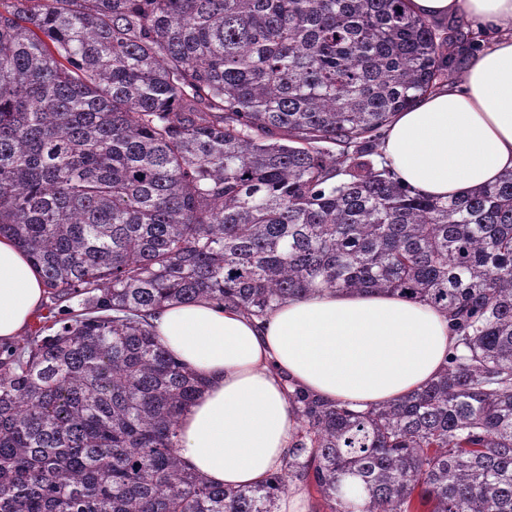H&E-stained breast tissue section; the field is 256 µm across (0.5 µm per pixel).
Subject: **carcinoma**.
Listing matches in <instances>:
<instances>
[{
    "label": "carcinoma",
    "mask_w": 512,
    "mask_h": 512,
    "mask_svg": "<svg viewBox=\"0 0 512 512\" xmlns=\"http://www.w3.org/2000/svg\"><path fill=\"white\" fill-rule=\"evenodd\" d=\"M476 41L406 0H0V236L51 300L0 345V512H275L294 483L318 512H512V171L430 198L379 151ZM322 290L444 311L445 367L362 413L288 394L255 485L188 471L201 383L152 317Z\"/></svg>",
    "instance_id": "carcinoma-1"
}]
</instances>
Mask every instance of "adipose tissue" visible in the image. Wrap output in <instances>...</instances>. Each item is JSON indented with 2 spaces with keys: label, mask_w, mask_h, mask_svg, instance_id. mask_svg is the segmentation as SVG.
Listing matches in <instances>:
<instances>
[{
  "label": "adipose tissue",
  "mask_w": 512,
  "mask_h": 512,
  "mask_svg": "<svg viewBox=\"0 0 512 512\" xmlns=\"http://www.w3.org/2000/svg\"><path fill=\"white\" fill-rule=\"evenodd\" d=\"M428 20L460 18L488 41L456 82L397 113L382 145L402 182L449 198L512 171V0H408ZM40 270L0 237V341L37 320ZM162 346L202 387L178 421L185 466L228 487L256 483L285 463L299 388L363 411L426 386L454 343L449 318L424 303L371 292H324L257 319L208 300L158 311Z\"/></svg>",
  "instance_id": "adipose-tissue-1"
}]
</instances>
